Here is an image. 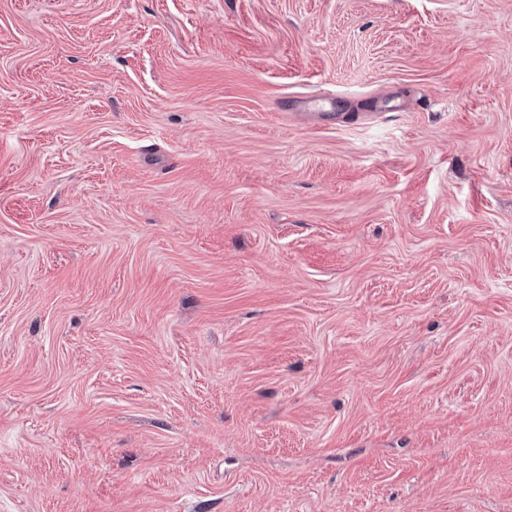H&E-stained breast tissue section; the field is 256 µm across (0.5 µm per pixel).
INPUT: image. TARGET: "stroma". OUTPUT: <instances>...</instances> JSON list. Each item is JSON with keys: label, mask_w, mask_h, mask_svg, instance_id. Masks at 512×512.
<instances>
[{"label": "stroma", "mask_w": 512, "mask_h": 512, "mask_svg": "<svg viewBox=\"0 0 512 512\" xmlns=\"http://www.w3.org/2000/svg\"><path fill=\"white\" fill-rule=\"evenodd\" d=\"M0 512H512V0H0Z\"/></svg>", "instance_id": "35a3bbf8"}]
</instances>
